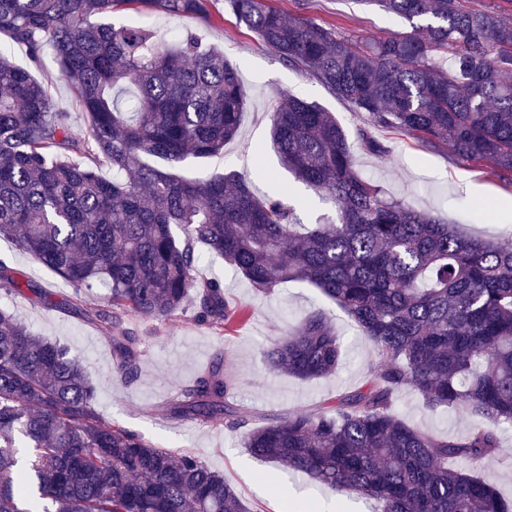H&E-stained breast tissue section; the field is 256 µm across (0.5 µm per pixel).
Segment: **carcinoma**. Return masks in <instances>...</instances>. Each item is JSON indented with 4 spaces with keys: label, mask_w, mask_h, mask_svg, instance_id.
Returning <instances> with one entry per match:
<instances>
[{
    "label": "carcinoma",
    "mask_w": 512,
    "mask_h": 512,
    "mask_svg": "<svg viewBox=\"0 0 512 512\" xmlns=\"http://www.w3.org/2000/svg\"><path fill=\"white\" fill-rule=\"evenodd\" d=\"M210 2L0 0V35L34 62L52 44L88 117L87 137L73 138L45 85L0 53V239L78 289L108 285L98 307L72 310L108 331L129 382L140 359L129 319L166 320L191 299L196 323L218 334L245 321L218 280L196 276L201 249L263 296L288 282L317 288L370 341L372 378L327 410L250 431V454L340 496L376 499L382 512H512L489 481L448 465L503 456L497 428H512V239L468 238L391 197L355 170L336 116L294 95L273 113V145L298 182L337 205L336 223L299 231L281 187L259 198L233 170L186 176L185 158L219 154L237 136L238 70L192 34L165 44L112 15L209 22ZM363 2L411 31L354 41L264 0L225 6L286 65L364 116L356 135L368 152H388L375 135L387 129L512 172V24L469 0ZM101 162L112 179L97 174ZM20 288L0 258V289ZM264 355L308 381L336 372L342 351L317 312ZM405 387L430 410L466 413L471 428L443 438L410 426L394 412ZM228 389L218 359L183 389L174 414L233 421ZM95 399L68 347L0 309V512H251L199 455L149 443L101 416Z\"/></svg>",
    "instance_id": "cac0c4a2"
}]
</instances>
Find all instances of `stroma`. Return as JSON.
Masks as SVG:
<instances>
[{
  "label": "stroma",
  "instance_id": "1",
  "mask_svg": "<svg viewBox=\"0 0 512 512\" xmlns=\"http://www.w3.org/2000/svg\"><path fill=\"white\" fill-rule=\"evenodd\" d=\"M266 3L288 16H307L351 36L381 38L410 28L404 19L357 4L356 0ZM138 20L166 43L187 32L203 37L220 47L225 59L239 71L246 105L238 137L225 145L222 154L201 161L186 160L187 173L212 175L235 170L252 177V188L260 193L265 185L253 178L260 166L288 185L304 222L320 218L334 222L335 205L280 167L269 143L270 118L279 102L291 94L333 112L351 133L362 125V116L314 78L285 66L273 49L239 27L233 16L225 15L224 20L207 24L146 12ZM0 51L43 82L56 108L66 113L73 136L85 137L86 114L59 69L56 49L45 46L35 63L24 48L9 41L0 42ZM377 136L388 146L387 155H371L357 144L351 147L354 165L363 176L439 222L458 225L467 235L486 239L512 235V215L500 209L503 202L512 201L511 179L492 172L483 163L457 162L448 148L430 150L387 130L378 131ZM1 255L9 258L28 288L12 294L0 290V309L23 321L41 339L71 348L96 387L95 407L103 417L121 422L173 453L200 455L209 467L223 473L256 512H284L283 500L287 497L312 507L332 499L328 488L307 475L289 473L277 464L255 459L242 446L245 435L263 426L268 418L325 410L339 395L362 386L369 378L374 360L370 342L316 288L290 282L276 288L273 295L262 296L221 257L204 254L198 275L221 281L226 298L247 308L246 321L237 330L219 336L196 323L195 308L190 304L164 321L149 317L131 320L130 327L140 339L141 356L139 377L130 383L115 370L106 331L70 309L74 303L88 308L101 304L108 293L106 286L77 290L8 240H0ZM313 311L326 315L342 343L343 360L336 373L301 381L271 369L263 357L264 349L277 336L294 330ZM218 359L223 360L224 371L231 377V400L243 412L244 424L232 426L225 420L201 423L171 415L169 409L180 399L184 387L201 368ZM394 410L410 425L439 436L464 434L471 424L465 413L427 409L410 389L397 393ZM335 502L339 512H378L376 501L371 499L340 498Z\"/></svg>",
  "mask_w": 512,
  "mask_h": 512
}]
</instances>
